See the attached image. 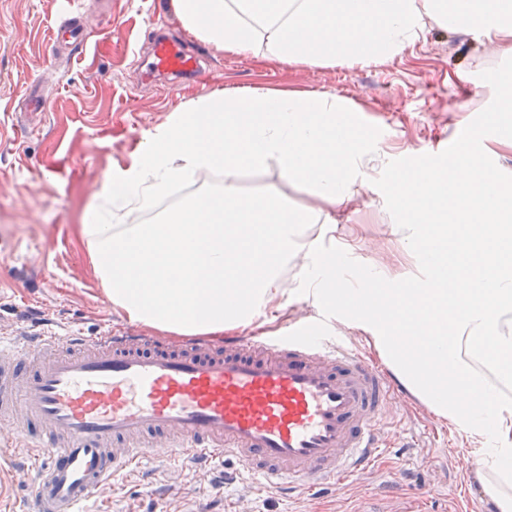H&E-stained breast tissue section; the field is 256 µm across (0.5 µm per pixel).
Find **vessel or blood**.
<instances>
[{"instance_id":"obj_1","label":"vessel or blood","mask_w":512,"mask_h":512,"mask_svg":"<svg viewBox=\"0 0 512 512\" xmlns=\"http://www.w3.org/2000/svg\"><path fill=\"white\" fill-rule=\"evenodd\" d=\"M87 0H70L54 42L74 50ZM194 57L151 41L146 81L187 77ZM463 141L477 166L497 133L471 118ZM389 376L316 322L285 336L201 338L173 348L151 337L42 330L0 336V427L41 448L25 512H86L140 458H235L263 487L304 495L365 473L383 453Z\"/></svg>"}]
</instances>
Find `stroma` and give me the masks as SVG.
<instances>
[{
	"label": "stroma",
	"instance_id": "35a3bbf8",
	"mask_svg": "<svg viewBox=\"0 0 512 512\" xmlns=\"http://www.w3.org/2000/svg\"><path fill=\"white\" fill-rule=\"evenodd\" d=\"M62 0H0V334L23 336L55 322L104 336L124 328L165 344L180 336L128 321L105 299L83 245L80 224L103 175L125 164L143 135L170 114L224 88L322 93L361 110L380 125L385 152L379 185L336 214L335 238L351 240L363 262L376 258L413 273L392 232L401 216L387 183L409 160L426 158L458 140L470 116L493 113L512 78V59L487 50L486 39L430 27L401 53L379 62L328 67L282 65L227 55L186 36L169 0H99L86 22L81 53H56L52 41ZM164 30L200 56L202 74L175 81L172 90L142 84L137 60L146 36ZM46 104L21 112L30 84ZM71 165L55 178L48 163ZM309 318L345 339L374 366L383 361L365 333L296 299L276 320L253 322L266 334ZM384 425L408 433L410 447L392 449L342 490L326 488L299 499L257 488L247 478L228 485L235 462L145 460L112 489L97 492L87 512H353L361 494L392 500L424 494L426 512H495L477 442L433 408L402 391ZM35 454L24 440L0 431V512H22L30 495Z\"/></svg>",
	"mask_w": 512,
	"mask_h": 512
}]
</instances>
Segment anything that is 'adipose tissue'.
<instances>
[{
	"label": "adipose tissue",
	"mask_w": 512,
	"mask_h": 512,
	"mask_svg": "<svg viewBox=\"0 0 512 512\" xmlns=\"http://www.w3.org/2000/svg\"><path fill=\"white\" fill-rule=\"evenodd\" d=\"M184 29L214 49L285 65L381 61L424 34L427 23L494 35L512 54V0H169ZM336 97L215 90L147 133L131 161L105 173L80 233L113 309L164 332L222 337L285 298L336 303V259L326 241L336 212L373 188V139L342 123ZM276 168L307 191L295 208L278 188L243 195L238 177ZM223 171L213 194L187 199L148 224H129L172 190ZM472 159L455 154L444 178L393 179L403 218L394 231L417 275L365 266L345 289L342 313L369 336L410 393L482 445L497 512H512V399L471 366L466 349L512 356V190L486 174L475 192ZM295 261V288L281 270ZM412 337V345L400 336Z\"/></svg>",
	"instance_id": "adipose-tissue-1"
}]
</instances>
